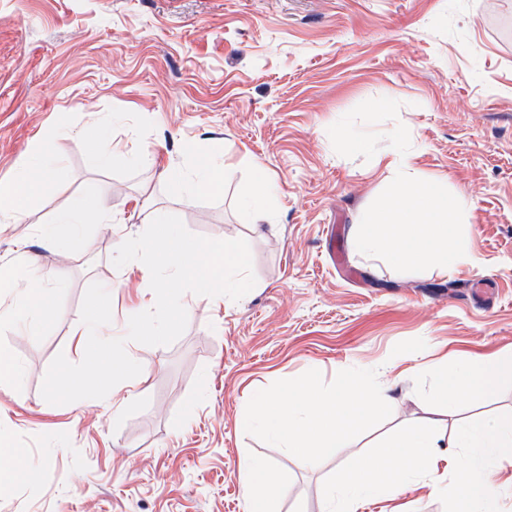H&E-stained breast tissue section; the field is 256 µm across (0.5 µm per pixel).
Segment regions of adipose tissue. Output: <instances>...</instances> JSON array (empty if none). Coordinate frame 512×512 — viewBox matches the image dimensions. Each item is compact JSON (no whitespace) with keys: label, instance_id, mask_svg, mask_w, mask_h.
Returning <instances> with one entry per match:
<instances>
[{"label":"adipose tissue","instance_id":"obj_1","mask_svg":"<svg viewBox=\"0 0 512 512\" xmlns=\"http://www.w3.org/2000/svg\"><path fill=\"white\" fill-rule=\"evenodd\" d=\"M53 132H44L21 173L8 187H0V215L12 221L26 216L34 199L53 194L59 182V162L52 152ZM194 174L169 171L168 186L191 203L201 194L224 188L226 169L220 153L192 151ZM112 207L99 194L82 198L60 211L51 223L39 227L40 237L51 246L67 242L83 245L82 229L88 224H108ZM63 279L47 277L30 282L17 268H0V293L13 297L0 323L35 331L39 318L52 309ZM512 468V412L458 425L441 434L434 425L413 422L402 435L379 444L377 451L359 457L328 485L321 512H360L369 499L395 500L415 485L436 494H449L451 512H501L503 484L496 476ZM243 500L246 512H280V479L266 464L247 461L243 466Z\"/></svg>","mask_w":512,"mask_h":512}]
</instances>
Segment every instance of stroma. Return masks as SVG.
<instances>
[{"instance_id": "35a3bbf8", "label": "stroma", "mask_w": 512, "mask_h": 512, "mask_svg": "<svg viewBox=\"0 0 512 512\" xmlns=\"http://www.w3.org/2000/svg\"><path fill=\"white\" fill-rule=\"evenodd\" d=\"M399 102L411 162L472 204L471 265L400 273L367 261L351 227L386 188L399 153L338 155L327 129L363 101ZM104 126L133 162L107 168L80 136ZM56 132L58 190L18 223H0V265L62 270L36 334L0 327L18 363L0 387V445L28 451L39 477L0 489V512H244L250 457L283 478L281 512H320L328 481L405 421L451 428L459 416L512 411V389L458 412L427 405L413 376L391 385L397 408L314 467L245 431L251 396L309 369L325 381L419 353L512 354V0H0V185L43 131ZM221 147L224 189L185 204L165 168L189 169L186 146ZM260 164L277 185L270 217L240 201ZM103 194L123 224H93L85 250L40 247L36 230L84 196ZM208 238L248 242L254 288L214 306L187 294L188 325L168 346L128 344L148 380L104 399L41 396L57 354L79 362L75 336L90 283L112 288V319L138 306L140 272L115 267L143 232V203Z\"/></svg>"}]
</instances>
